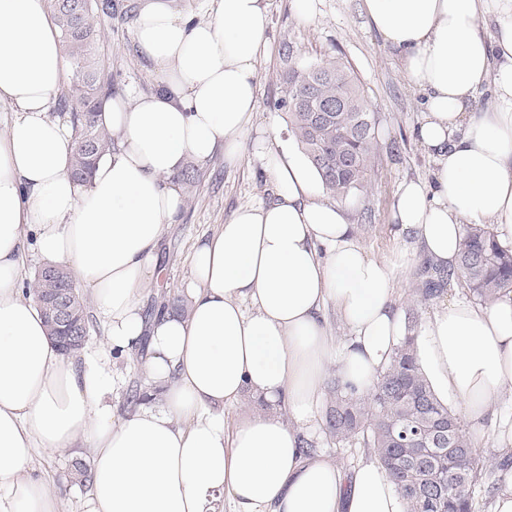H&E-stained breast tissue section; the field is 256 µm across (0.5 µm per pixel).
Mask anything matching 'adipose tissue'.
<instances>
[{
  "label": "adipose tissue",
  "instance_id": "1",
  "mask_svg": "<svg viewBox=\"0 0 512 512\" xmlns=\"http://www.w3.org/2000/svg\"><path fill=\"white\" fill-rule=\"evenodd\" d=\"M369 25L423 95L418 135L434 168L403 181L396 234L440 268L455 266L461 227L512 241V0H363ZM267 0H140L135 40L160 76L155 91L105 96L115 137L86 182L69 169L74 139L49 111L65 83L46 0H0V512H59L29 473L34 449H90L85 512H403L375 461L343 469L302 454L319 423L328 367L368 393L406 334L396 267L355 240L345 208L301 155L264 148L271 203L239 207L193 250L189 312L144 316L165 225L181 221L176 176L216 151L234 159L250 132ZM494 104L481 110L479 94ZM65 267L93 298L106 353L65 357L27 295V252ZM334 305L351 334L330 336ZM146 350L141 401L114 417L115 361ZM438 401L472 443L512 392V293L476 305L453 297L415 340ZM287 409L227 425L243 394ZM499 473L490 512H512V407L497 418Z\"/></svg>",
  "mask_w": 512,
  "mask_h": 512
}]
</instances>
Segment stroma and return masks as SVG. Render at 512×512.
<instances>
[{
    "mask_svg": "<svg viewBox=\"0 0 512 512\" xmlns=\"http://www.w3.org/2000/svg\"><path fill=\"white\" fill-rule=\"evenodd\" d=\"M119 2V11L99 20L98 52L113 92L135 98L152 92L159 76L134 38L139 0ZM315 5L314 16L305 23L297 18L293 0H269V53L258 68L253 134L245 139L236 162H227L219 152L198 165L196 187L184 192L182 223L165 230L158 279L149 284L145 297L146 312L168 299L187 305L185 288L196 238L213 234L240 206L275 200L277 186L254 153L255 139L264 137L275 148L295 142L284 112L276 107L282 96V75L291 64L304 67L336 57L353 69L377 118L378 156L366 189L351 193L342 204L364 250L391 261L406 251V244L395 235L394 195L403 180L428 181L433 168L416 136L422 98L409 89L394 51L369 27L362 0H316ZM289 46L294 49L290 57L285 54ZM88 457L84 448L53 454L39 448L33 451V472L59 499L61 512H84L86 488L67 485L62 476L73 459Z\"/></svg>",
    "mask_w": 512,
    "mask_h": 512,
    "instance_id": "stroma-1",
    "label": "stroma"
}]
</instances>
